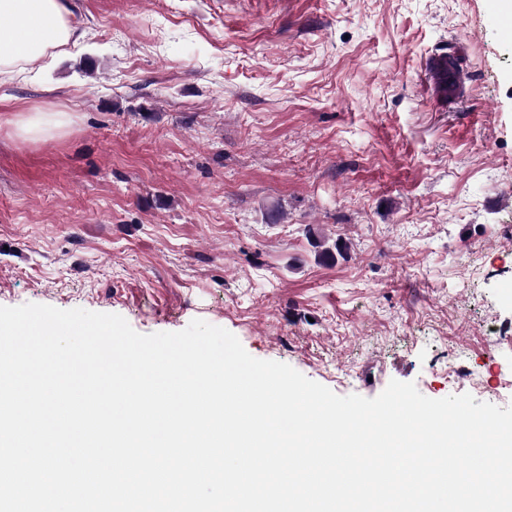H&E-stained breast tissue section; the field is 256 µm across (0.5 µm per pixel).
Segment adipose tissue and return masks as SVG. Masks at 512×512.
<instances>
[{
    "label": "adipose tissue",
    "mask_w": 512,
    "mask_h": 512,
    "mask_svg": "<svg viewBox=\"0 0 512 512\" xmlns=\"http://www.w3.org/2000/svg\"><path fill=\"white\" fill-rule=\"evenodd\" d=\"M74 12V0H0V77L21 74L25 64L77 45ZM12 124L26 139L54 137L65 128L60 112L21 113Z\"/></svg>",
    "instance_id": "adipose-tissue-1"
}]
</instances>
